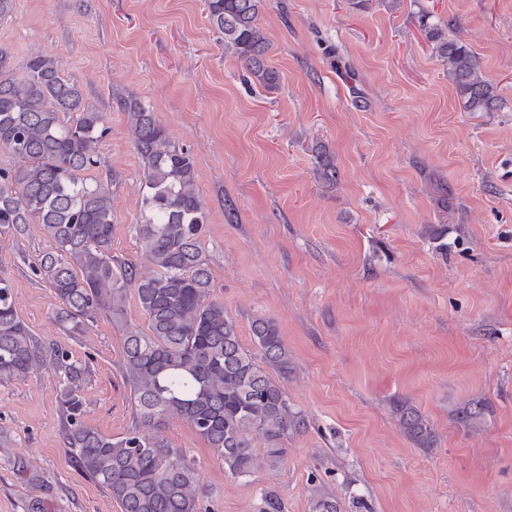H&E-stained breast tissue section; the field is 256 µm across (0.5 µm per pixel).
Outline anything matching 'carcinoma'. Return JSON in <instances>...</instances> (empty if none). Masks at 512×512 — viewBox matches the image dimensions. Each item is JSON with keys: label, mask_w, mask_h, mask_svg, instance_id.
Listing matches in <instances>:
<instances>
[{"label": "carcinoma", "mask_w": 512, "mask_h": 512, "mask_svg": "<svg viewBox=\"0 0 512 512\" xmlns=\"http://www.w3.org/2000/svg\"><path fill=\"white\" fill-rule=\"evenodd\" d=\"M265 0H205L210 23L224 35V50L244 62L264 87L278 75L267 65L269 44L259 26ZM448 81L467 112H496L500 98L470 47L450 40L442 25L421 18ZM142 162L143 223L135 225L141 256L152 271L112 255L109 188L79 173L99 164L107 128L103 113L87 103L77 82L55 59L36 55L19 66L0 48V151L16 163L0 167V229L24 234L38 224L55 244L34 271L59 301L57 318L70 334L106 316L125 319L134 292L148 330L124 336L122 373L130 386L135 427L106 436L84 421L80 384L86 368L59 341L42 343L18 316L10 284L0 278V382L22 379L45 362L64 371L59 403L64 440L78 468L105 487L121 512H199L200 474L181 448L160 433L143 434L169 417L186 420L233 477L260 464L276 468L285 442L306 431L305 414L292 407L278 379L291 360L275 321L250 323L255 356L238 336L224 303L210 298L211 278L202 235L207 219L198 193L194 156L174 142L155 113L140 101L120 100ZM491 406L469 400L453 416L480 430ZM392 415L419 448H434L433 425L415 406L396 400ZM310 512H341L336 496L313 487Z\"/></svg>", "instance_id": "1"}]
</instances>
